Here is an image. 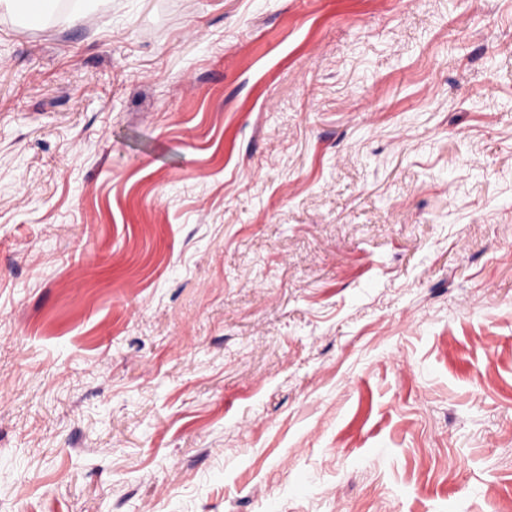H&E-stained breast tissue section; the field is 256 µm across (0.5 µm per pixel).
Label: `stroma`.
<instances>
[{"label": "stroma", "mask_w": 512, "mask_h": 512, "mask_svg": "<svg viewBox=\"0 0 512 512\" xmlns=\"http://www.w3.org/2000/svg\"><path fill=\"white\" fill-rule=\"evenodd\" d=\"M0 0V512H512V0Z\"/></svg>", "instance_id": "stroma-1"}]
</instances>
